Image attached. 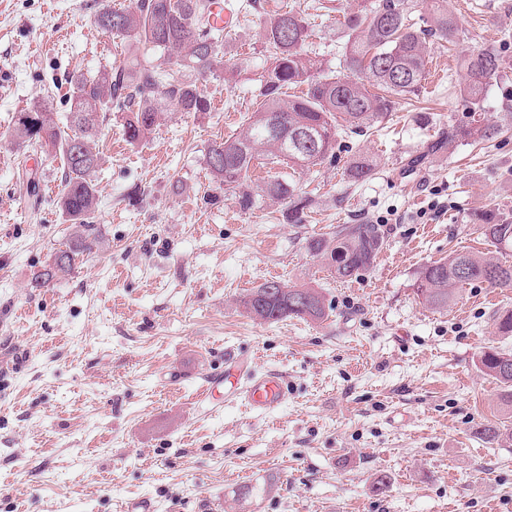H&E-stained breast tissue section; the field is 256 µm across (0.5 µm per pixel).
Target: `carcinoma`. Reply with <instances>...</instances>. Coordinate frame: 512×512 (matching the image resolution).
<instances>
[{
  "mask_svg": "<svg viewBox=\"0 0 512 512\" xmlns=\"http://www.w3.org/2000/svg\"><path fill=\"white\" fill-rule=\"evenodd\" d=\"M212 4L213 0H132L126 9L104 6L94 19L98 28L125 40L130 48L146 44L162 57L175 54L179 68L170 72L147 66L132 54L118 67L88 77H71L73 91L66 124H56L44 102L23 109L27 119H15L18 146L38 148L60 158L59 209L74 224L66 248L56 251L48 267L33 274V287L44 288L68 274L75 257L92 252L96 246L88 219L98 202L96 172L102 157L93 143L112 108L125 112L124 132L133 145L151 134L163 112L211 110L197 81L224 70L222 35L211 21ZM252 8L262 10V38L270 52V63L257 87L259 106L247 116L238 134L208 146L206 166L213 179L224 186V192L236 198L240 209L251 210L266 198L275 199L286 203L288 223L302 224L308 200L280 172L252 185L255 163L266 160L295 171L335 157L341 146L340 134L381 122L396 100L422 86L429 55L421 34L427 31L452 43L458 36V21L447 9L433 4L428 15L420 18L427 24L424 31L416 26L405 0H372L345 16L347 40L339 69L332 70L319 57L303 55L309 27L300 13L278 5L267 10L259 0H252ZM500 66V54L494 48H476L461 58L460 67L465 72L461 95L469 111L480 109ZM363 75L369 81L361 79ZM511 128L512 112L499 113L491 124L477 120L450 124L448 131L430 143L428 152H451L464 142H490ZM376 168L372 160L358 157L348 164L346 173L356 183L369 179ZM476 223L497 248L512 249L511 221L479 212ZM383 243L377 225L347 224L327 237L312 238L308 250L324 262L331 275L344 279L368 269ZM473 282L512 288V264L455 251L420 269L416 293L424 304L441 309L456 299L460 288ZM241 303L261 322L288 317L319 321L326 315L318 290L279 280H268L251 290ZM502 353L504 350L489 346L480 352L478 362L482 372L499 384V405L508 416L512 414V368H504ZM475 433L488 443L512 441V427L501 420L480 423Z\"/></svg>",
  "mask_w": 512,
  "mask_h": 512,
  "instance_id": "cac0c4a2",
  "label": "carcinoma"
}]
</instances>
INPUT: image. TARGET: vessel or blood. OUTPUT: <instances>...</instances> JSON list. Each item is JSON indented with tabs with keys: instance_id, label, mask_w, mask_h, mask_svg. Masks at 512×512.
Listing matches in <instances>:
<instances>
[{
	"instance_id": "vessel-or-blood-1",
	"label": "vessel or blood",
	"mask_w": 512,
	"mask_h": 512,
	"mask_svg": "<svg viewBox=\"0 0 512 512\" xmlns=\"http://www.w3.org/2000/svg\"><path fill=\"white\" fill-rule=\"evenodd\" d=\"M209 403L240 400L249 408L269 411L280 408L288 399V383L276 373H258L248 360L231 358L224 373L209 376L202 389Z\"/></svg>"
}]
</instances>
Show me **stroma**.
Here are the masks:
<instances>
[{
    "label": "stroma",
    "instance_id": "1",
    "mask_svg": "<svg viewBox=\"0 0 512 512\" xmlns=\"http://www.w3.org/2000/svg\"><path fill=\"white\" fill-rule=\"evenodd\" d=\"M280 2L308 21L305 52L335 66L347 0ZM237 3L224 0L236 80H200L210 111L163 113L133 146L120 110L108 114L96 141L99 248L35 288L72 228L58 208L60 160L15 146L12 127L42 101L64 122L71 76L125 61L126 44L94 16L131 0H0V512H121L138 498L156 512H512V443L474 433L498 414L499 387L477 355L512 351L494 322L512 288L473 283L443 309L416 295L427 262L500 255L475 211L512 221V130L427 152L469 119L459 60L475 47L496 46L503 67L478 118L512 108V0H446L460 36L429 44L442 83L296 171L310 200L301 224L276 200L241 210L206 168L209 144L256 109L270 60L258 13ZM358 155L379 167L352 184L345 169ZM339 224L384 236L373 266L346 280L307 250ZM271 279L317 289L325 318L252 319L240 299ZM233 354L287 379L281 408L201 400L203 377Z\"/></svg>",
    "mask_w": 512,
    "mask_h": 512
}]
</instances>
